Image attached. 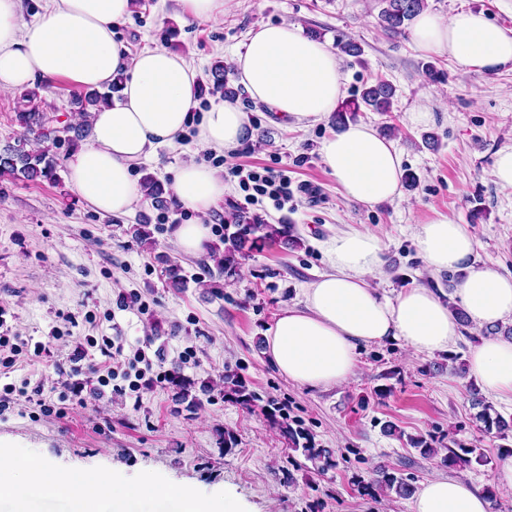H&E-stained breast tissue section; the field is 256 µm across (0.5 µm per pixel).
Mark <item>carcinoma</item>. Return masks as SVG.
Masks as SVG:
<instances>
[{
	"label": "carcinoma",
	"instance_id": "carcinoma-1",
	"mask_svg": "<svg viewBox=\"0 0 512 512\" xmlns=\"http://www.w3.org/2000/svg\"><path fill=\"white\" fill-rule=\"evenodd\" d=\"M382 4L379 11V24L383 30L398 36L406 32L412 20L426 8V0H378ZM43 85L26 91L21 97L20 105L14 112V122L20 128L14 144L0 149V179L39 182L42 180L58 181L57 150L61 145H74L87 136L91 112L112 101V94L119 90L118 83H113L106 91L78 90L70 94V105L78 113L82 122L77 126L60 125L58 116L43 110L40 89ZM395 86L383 79L363 86L352 99L343 102L337 109L336 124H346L348 117L355 116L361 108L371 112H389L395 97ZM142 189L145 196L164 202L163 188L156 179L148 174L143 178ZM294 232L290 224H264L258 218L240 209H234L224 218L223 246H211L208 255L221 274L229 275L235 271L239 259L245 257L260 242H275L288 238ZM224 392L228 393L242 408L252 409L257 397L247 385L230 370L224 371ZM474 405L480 407L476 418L487 431H496L502 438L512 433V423L499 414L493 405L483 398L474 397ZM276 428L288 433L294 447H302L304 455L313 461L329 458L328 450L318 448L303 429H292L285 422H275ZM410 444L423 455L438 459L441 467H453L460 471L471 467L472 463L486 462L484 454L475 448H446L439 450L431 447L423 436L409 438ZM407 465L399 461V467L387 464L375 465L369 473L358 480L363 488H378L391 491L399 497L411 495L413 488L405 478L399 475V468Z\"/></svg>",
	"mask_w": 512,
	"mask_h": 512
}]
</instances>
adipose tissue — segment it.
Listing matches in <instances>:
<instances>
[{"label": "adipose tissue", "instance_id": "obj_1", "mask_svg": "<svg viewBox=\"0 0 512 512\" xmlns=\"http://www.w3.org/2000/svg\"><path fill=\"white\" fill-rule=\"evenodd\" d=\"M22 0H0V90L20 91L33 80L64 77L85 89L123 78L122 97L93 112L88 143L70 157L69 181L76 194L99 211L125 214L140 202L133 166L160 146L175 147L185 133L199 95L194 71L163 49L128 57L112 25L126 16L131 0H54L53 8L21 32ZM414 38L427 53L449 57L466 75L512 69V29L484 12L461 10L418 16ZM234 80L252 100L280 117L316 122L342 94L339 63L328 45L302 36L289 23L262 24L250 31L234 64ZM247 136L245 116L222 102L203 114L198 145L232 152ZM323 162L343 197L366 205L401 195L402 160L394 144L367 124L350 125L325 139ZM224 177L195 162L175 169L171 191L187 209L207 213L224 198ZM416 240L429 270L458 272L455 295L478 326L512 320V274L474 260V237L466 225L441 214L419 225ZM330 269L305 290L303 303L281 309L265 333V353L289 381L325 389L350 380L359 346L397 340L419 353L448 350L459 324L431 289L412 287L394 300L381 299L369 280L381 273L377 236L351 228L326 244ZM469 369L484 390L512 399V341L487 338L469 355ZM13 459L0 455V499L9 512H33L29 490H67L70 512H241L230 497L214 503L194 489L173 494L159 485L118 487L104 473L71 474L33 469L25 489L11 477ZM411 512H491L488 498L457 476H437L414 491Z\"/></svg>", "mask_w": 512, "mask_h": 512}]
</instances>
